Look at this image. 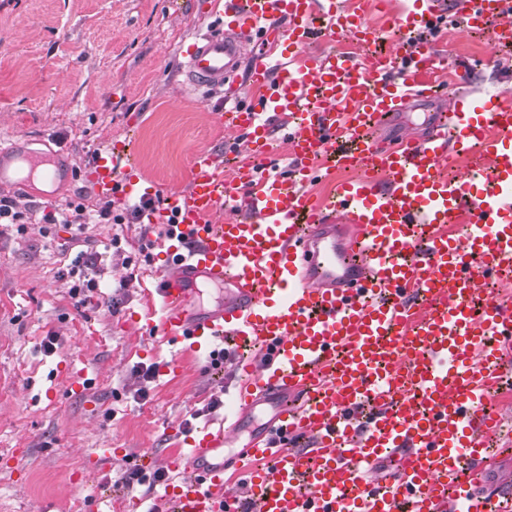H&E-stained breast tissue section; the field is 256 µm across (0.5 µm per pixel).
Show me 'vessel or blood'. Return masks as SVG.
Returning a JSON list of instances; mask_svg holds the SVG:
<instances>
[{"mask_svg":"<svg viewBox=\"0 0 512 512\" xmlns=\"http://www.w3.org/2000/svg\"><path fill=\"white\" fill-rule=\"evenodd\" d=\"M229 2L223 31L184 52L186 84L235 77L250 41L278 51L277 69L255 60L257 95L225 97L220 121L260 158L279 118L292 164L264 176L246 165L228 183L199 152L188 191L148 217L174 230L176 260L157 275L164 335L192 348L235 336L266 352L242 364L223 427L196 429L171 460L183 478L168 512H512V494L476 490L500 426L495 345L512 347V302L475 301L477 282L512 281V104L461 91L428 114L426 134L382 148L377 124L436 96L421 81L426 44L394 41L366 68L336 52L306 60L315 14L331 36L382 35L344 0ZM452 15L512 42V0H403L393 25L429 36ZM397 70L406 82H391ZM453 145L471 155L465 172L448 171ZM324 159L357 172L328 205L305 189ZM91 188L140 193L125 145L99 157ZM221 205L230 216L212 223ZM203 282L224 291L208 310ZM257 413L263 423L231 452L230 433ZM384 458L393 471L372 481ZM246 459L240 493L225 476Z\"/></svg>","mask_w":512,"mask_h":512,"instance_id":"b4317fda","label":"vessel or blood"}]
</instances>
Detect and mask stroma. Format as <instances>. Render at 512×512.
Listing matches in <instances>:
<instances>
[{
  "label": "stroma",
  "mask_w": 512,
  "mask_h": 512,
  "mask_svg": "<svg viewBox=\"0 0 512 512\" xmlns=\"http://www.w3.org/2000/svg\"><path fill=\"white\" fill-rule=\"evenodd\" d=\"M224 0H0V141L53 162L50 185H0V196L51 207L90 205L93 152L130 142L136 174L156 187L160 205L189 185L193 158L221 157L225 180L251 163L245 146L225 155L219 122L224 89L180 92L181 49L214 25ZM441 63L432 76L440 102L458 90L461 62L470 87L512 91V52L491 31L448 21L431 40ZM157 224L57 226L24 233L0 225V512H159L164 493L153 473L107 460L108 449L150 457L165 468L182 429L219 424L240 384L237 345L221 369L148 326L146 292L166 269ZM155 243L141 254L143 240ZM110 249L104 286L84 305L64 277L83 245ZM52 347H45V340ZM153 376H146V368ZM133 475L132 485L122 478Z\"/></svg>",
  "instance_id": "stroma-1"
}]
</instances>
